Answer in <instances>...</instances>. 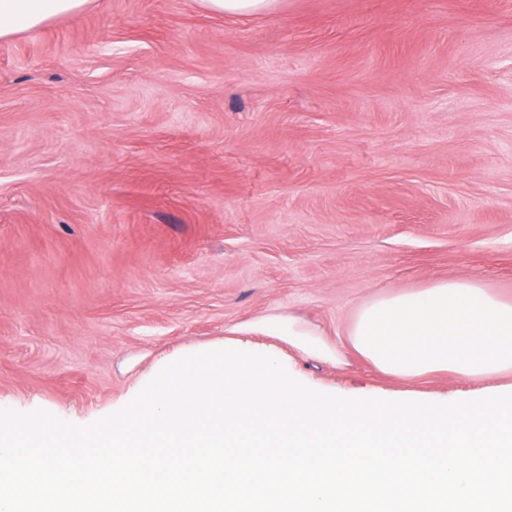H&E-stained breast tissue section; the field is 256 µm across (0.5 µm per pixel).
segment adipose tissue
<instances>
[{"label": "adipose tissue", "instance_id": "obj_1", "mask_svg": "<svg viewBox=\"0 0 512 512\" xmlns=\"http://www.w3.org/2000/svg\"><path fill=\"white\" fill-rule=\"evenodd\" d=\"M88 0H0V39L81 11ZM250 331L274 336L321 362L341 364L339 344L303 318L274 310ZM348 344L380 371L411 381L436 371L495 379L512 373V301L476 280L364 300L346 330Z\"/></svg>", "mask_w": 512, "mask_h": 512}]
</instances>
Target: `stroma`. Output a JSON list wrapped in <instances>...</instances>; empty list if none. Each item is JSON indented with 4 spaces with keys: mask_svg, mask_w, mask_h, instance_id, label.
<instances>
[{
    "mask_svg": "<svg viewBox=\"0 0 512 512\" xmlns=\"http://www.w3.org/2000/svg\"><path fill=\"white\" fill-rule=\"evenodd\" d=\"M512 300V0H90L0 40V401L81 425L153 367L278 309L327 338L377 293ZM297 376L402 382L353 349ZM210 12L222 16L267 14L278 9L284 0H200Z\"/></svg>",
    "mask_w": 512,
    "mask_h": 512,
    "instance_id": "1",
    "label": "stroma"
}]
</instances>
